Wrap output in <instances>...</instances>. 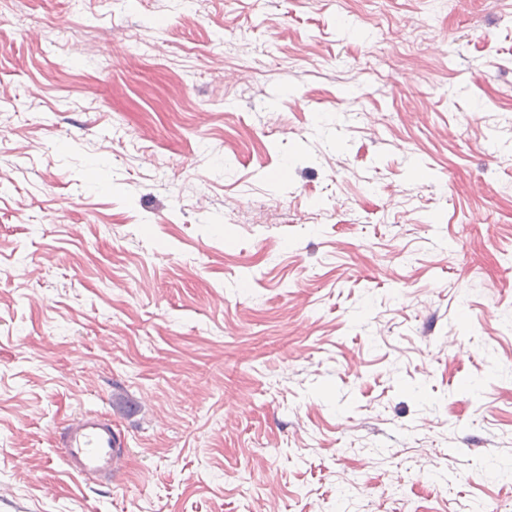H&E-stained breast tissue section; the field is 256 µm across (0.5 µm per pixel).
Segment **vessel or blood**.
Wrapping results in <instances>:
<instances>
[{
    "instance_id": "vessel-or-blood-1",
    "label": "vessel or blood",
    "mask_w": 512,
    "mask_h": 512,
    "mask_svg": "<svg viewBox=\"0 0 512 512\" xmlns=\"http://www.w3.org/2000/svg\"><path fill=\"white\" fill-rule=\"evenodd\" d=\"M128 442L111 417L85 410L72 415L59 434L57 451L68 470L86 481L117 484Z\"/></svg>"
}]
</instances>
